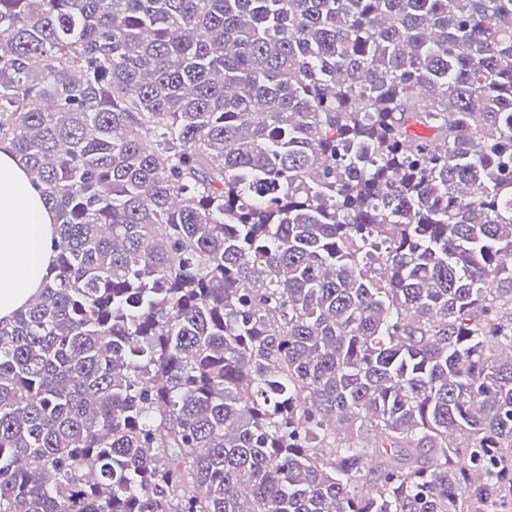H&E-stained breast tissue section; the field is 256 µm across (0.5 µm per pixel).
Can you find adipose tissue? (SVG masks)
<instances>
[{
  "instance_id": "1",
  "label": "adipose tissue",
  "mask_w": 512,
  "mask_h": 512,
  "mask_svg": "<svg viewBox=\"0 0 512 512\" xmlns=\"http://www.w3.org/2000/svg\"><path fill=\"white\" fill-rule=\"evenodd\" d=\"M55 216L12 148L0 144V319L42 288L56 256Z\"/></svg>"
}]
</instances>
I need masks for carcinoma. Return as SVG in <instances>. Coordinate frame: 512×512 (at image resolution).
<instances>
[{"instance_id":"obj_1","label":"carcinoma","mask_w":512,"mask_h":512,"mask_svg":"<svg viewBox=\"0 0 512 512\" xmlns=\"http://www.w3.org/2000/svg\"><path fill=\"white\" fill-rule=\"evenodd\" d=\"M0 143V512L512 493V0H0ZM55 216L9 144H0V319L43 287L54 264Z\"/></svg>"}]
</instances>
